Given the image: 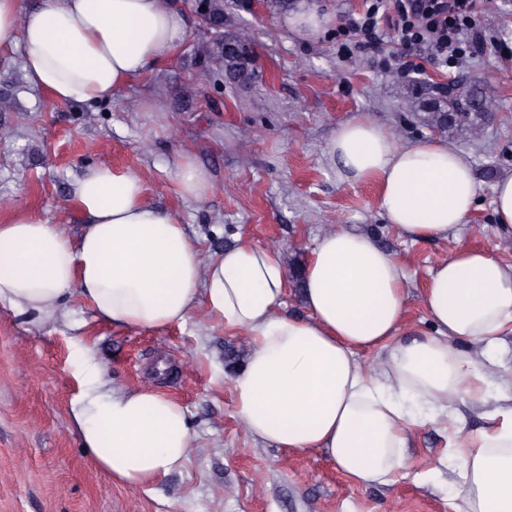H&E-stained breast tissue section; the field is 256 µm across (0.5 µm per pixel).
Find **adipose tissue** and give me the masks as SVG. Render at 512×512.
<instances>
[{
    "mask_svg": "<svg viewBox=\"0 0 512 512\" xmlns=\"http://www.w3.org/2000/svg\"><path fill=\"white\" fill-rule=\"evenodd\" d=\"M187 26L180 0H37L25 10L0 0V53L24 47L26 82L57 101L101 102L172 59ZM328 155L340 180H378L381 211L409 239H447L475 206L472 163L448 142L400 146L356 119L338 127ZM171 176L191 202L214 189L186 151ZM71 203L83 218L74 235L23 210L0 221V303L46 324L76 291L98 320L148 331L184 324L205 306L251 338L232 379L248 434L294 453L324 451L363 486L393 482L404 468L416 423L406 401L426 407L432 423L463 400L485 401L470 349L491 351L512 332V263L483 249L435 263L420 298L436 333L402 340L405 266L361 231L316 240L306 313L288 316L278 251L242 241L202 263L181 217L150 204L139 175L95 165L75 181ZM374 348L384 364L369 373L358 355ZM487 417L489 429L454 437L456 512H512V394ZM73 424L98 466L130 489L180 468L194 446L183 406L154 389L84 394Z\"/></svg>",
    "mask_w": 512,
    "mask_h": 512,
    "instance_id": "ef3b65f1",
    "label": "adipose tissue"
}]
</instances>
